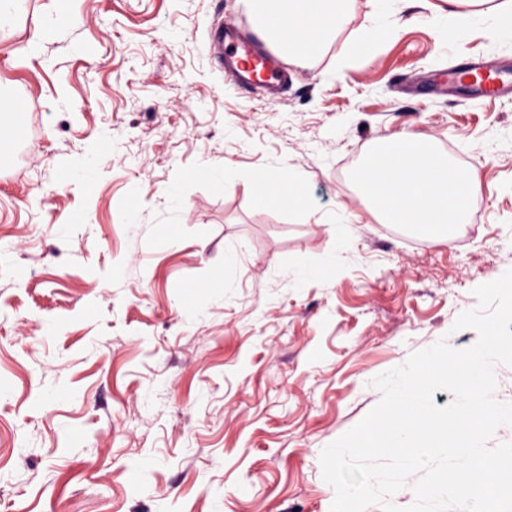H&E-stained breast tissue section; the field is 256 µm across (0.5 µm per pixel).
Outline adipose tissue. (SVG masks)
Returning a JSON list of instances; mask_svg holds the SVG:
<instances>
[{"mask_svg":"<svg viewBox=\"0 0 512 512\" xmlns=\"http://www.w3.org/2000/svg\"><path fill=\"white\" fill-rule=\"evenodd\" d=\"M346 0H260L261 17L280 16L287 36L263 26L260 36L279 53L308 57L335 32ZM359 194L381 223L409 227L427 238L452 239L465 223L473 194L470 178L453 171L434 139L394 136L375 145L352 174ZM263 199L300 208L306 190L293 176L266 174L258 180Z\"/></svg>","mask_w":512,"mask_h":512,"instance_id":"1","label":"adipose tissue"}]
</instances>
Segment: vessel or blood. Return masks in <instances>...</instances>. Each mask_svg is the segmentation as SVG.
Masks as SVG:
<instances>
[{
	"instance_id": "b4317fda",
	"label": "vessel or blood",
	"mask_w": 512,
	"mask_h": 512,
	"mask_svg": "<svg viewBox=\"0 0 512 512\" xmlns=\"http://www.w3.org/2000/svg\"><path fill=\"white\" fill-rule=\"evenodd\" d=\"M215 47L224 64V75L242 89L274 98L287 86L288 76L279 68L270 49L260 47L237 24L224 23ZM451 82H466L474 91L504 96L512 92V66L497 59L470 60L455 67ZM28 139V113L16 99L0 100V153L11 154Z\"/></svg>"
}]
</instances>
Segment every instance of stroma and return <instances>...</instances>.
I'll return each instance as SVG.
<instances>
[{
  "label": "stroma",
  "mask_w": 512,
  "mask_h": 512,
  "mask_svg": "<svg viewBox=\"0 0 512 512\" xmlns=\"http://www.w3.org/2000/svg\"><path fill=\"white\" fill-rule=\"evenodd\" d=\"M225 19L258 27L250 0H0V95L36 131L0 155V512H330L319 456L373 379L472 346L457 316L512 267V99L410 85L512 62L490 5L459 30L447 0H350L273 104L225 83ZM401 133L473 181L453 241H403L357 192ZM264 174L309 208L267 205Z\"/></svg>",
  "instance_id": "1"
}]
</instances>
